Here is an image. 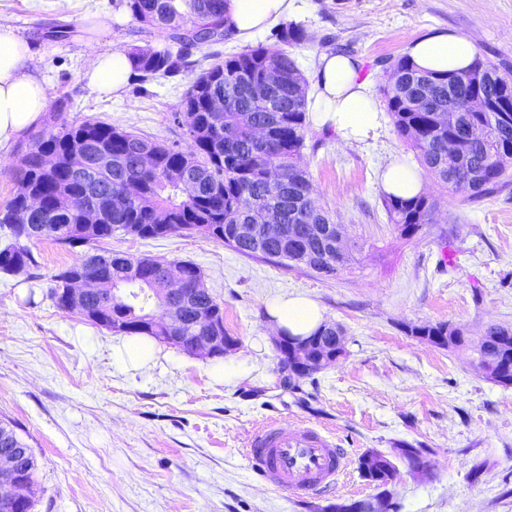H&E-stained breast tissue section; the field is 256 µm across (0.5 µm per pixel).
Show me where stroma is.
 Returning a JSON list of instances; mask_svg holds the SVG:
<instances>
[{
	"mask_svg": "<svg viewBox=\"0 0 512 512\" xmlns=\"http://www.w3.org/2000/svg\"><path fill=\"white\" fill-rule=\"evenodd\" d=\"M110 23L86 45L87 18ZM304 37L290 45L308 83L321 53L358 58L370 93L383 101L386 70L429 30L475 40L477 55L512 77V0H302L290 16ZM9 24L37 49L48 113L98 119L179 148L188 136L175 115L210 55L249 44L229 36L183 50L174 76L135 77L120 97L83 77L93 51L169 47L144 34L120 0H0ZM392 119L375 140L342 143L309 122L301 163L318 201L357 249L350 270L324 278L239 255L207 236L138 238L120 232L103 249L197 265L236 339L223 362L162 345L156 366L125 372L112 363L118 335L58 309L52 277L84 247L31 242L33 274L0 273V418L15 422L38 464L35 512H328L344 500L374 499L359 459L402 445L427 449L420 472L397 461L388 490L398 512H512V388L488 380L465 349L408 334L447 323L476 338L488 324L512 326V178L474 201L426 177L439 202L431 224L405 237L388 220L379 176L408 155ZM302 293L344 334L346 354L298 389L277 370L267 304ZM304 421L345 448L337 483L309 497L277 490L251 473L244 448L261 424ZM480 478H472L475 463Z\"/></svg>",
	"mask_w": 512,
	"mask_h": 512,
	"instance_id": "stroma-1",
	"label": "stroma"
}]
</instances>
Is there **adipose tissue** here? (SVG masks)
<instances>
[{"label":"adipose tissue","mask_w":512,"mask_h":512,"mask_svg":"<svg viewBox=\"0 0 512 512\" xmlns=\"http://www.w3.org/2000/svg\"><path fill=\"white\" fill-rule=\"evenodd\" d=\"M299 9L298 0H227L224 24L248 41ZM476 53L472 39L446 33L424 36L407 50L415 66L440 73L469 67ZM360 70V60L333 53L321 54L316 67L314 119L333 128L348 144L374 138L383 120ZM135 74L132 55L113 50L94 54L84 77L99 92L117 97ZM46 107L47 86L36 66L35 51L16 28L0 24V148L39 126ZM380 182L385 193L403 199L425 191L419 172L397 159L382 171ZM268 313L276 330L301 338L313 334L325 320L322 308L302 294L272 300ZM156 359V341L149 336H127L112 348L113 364L127 371L150 367Z\"/></svg>","instance_id":"1"}]
</instances>
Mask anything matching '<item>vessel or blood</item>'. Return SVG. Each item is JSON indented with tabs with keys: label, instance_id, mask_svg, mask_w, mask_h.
<instances>
[{
	"label": "vessel or blood",
	"instance_id": "vessel-or-blood-1",
	"mask_svg": "<svg viewBox=\"0 0 512 512\" xmlns=\"http://www.w3.org/2000/svg\"><path fill=\"white\" fill-rule=\"evenodd\" d=\"M246 455L262 482L309 495L321 492L347 467L345 449L302 422L259 426L249 438Z\"/></svg>",
	"mask_w": 512,
	"mask_h": 512
}]
</instances>
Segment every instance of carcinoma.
I'll list each match as a JSON object with an SVG mask.
<instances>
[{
  "mask_svg": "<svg viewBox=\"0 0 512 512\" xmlns=\"http://www.w3.org/2000/svg\"><path fill=\"white\" fill-rule=\"evenodd\" d=\"M146 33L169 31L177 43H219L228 36L224 28L225 0H121ZM276 43L259 45L224 59L203 70L183 99L189 144L176 149L144 138L119 126L97 120L56 122L48 130L32 135V143L19 159L16 190L0 210V227L9 230L12 242L0 248V272L18 274L37 266L28 242L51 239L88 250L73 265L53 275L50 298L65 308L71 281L82 275L100 281L83 316L93 325L117 335L151 336L165 332L149 325L158 300L159 281L174 275L191 289L180 328L182 336H201L202 313L224 318L221 304L207 289L200 269L189 261H158L133 257L98 248V243L121 231L139 238L164 237L179 230H203L237 253L267 262L306 269L320 277H336L348 268L352 251L336 258L332 241L336 222L331 212L314 196L307 170L298 166L305 147L307 127L306 80L296 60L284 46L302 40V31L291 25L273 30ZM132 54L145 77L175 72L184 64L183 53L136 47ZM281 76L277 88L252 97L250 88L267 75ZM383 95L394 125L422 167L447 191L468 199L497 189L512 176V112L496 119L490 136L478 142H463L460 150L448 153V138L476 123H486V113L472 112L469 101L477 95L512 106V78L499 74L495 64L476 59L460 72H422L408 57L390 65ZM224 98V111H211L214 97ZM456 110L454 125L442 120L448 109ZM267 128V138L254 139L253 126ZM112 154V167L105 173L95 168L97 154ZM51 155L56 164L47 168L43 158ZM82 155L89 165L75 175L74 157ZM151 166H141L143 157ZM279 171L283 179L274 180ZM188 180L193 191L184 192ZM135 186V199L119 206H106L94 224L85 222L84 210L92 200L87 191L97 192L105 202L122 196ZM41 198V208L28 224H17L14 215L22 210L29 192ZM438 202L420 195L403 200L386 196L384 207L403 236H412L430 223ZM264 210L278 213L279 223L289 228L313 229L320 225L328 233L302 242L284 244L277 240L241 237L240 224L261 223ZM413 336H445L446 349H468L486 377L508 388L512 386V326L489 325L472 341L462 329L445 323L407 327ZM15 459L19 486L18 512H35L38 487L37 462L31 446L10 421L0 420V455ZM362 478L388 494L396 466L386 471L360 472Z\"/></svg>",
  "mask_w": 512,
  "mask_h": 512,
  "instance_id": "carcinoma-1",
  "label": "carcinoma"
}]
</instances>
